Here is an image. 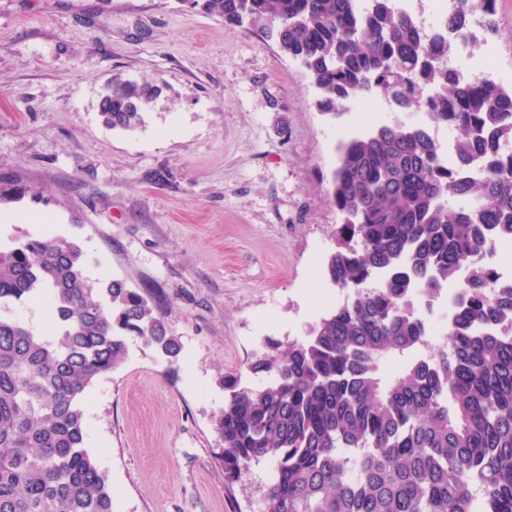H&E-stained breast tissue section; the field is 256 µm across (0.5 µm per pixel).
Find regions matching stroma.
I'll list each match as a JSON object with an SVG mask.
<instances>
[{"label": "stroma", "instance_id": "stroma-1", "mask_svg": "<svg viewBox=\"0 0 512 512\" xmlns=\"http://www.w3.org/2000/svg\"><path fill=\"white\" fill-rule=\"evenodd\" d=\"M496 19L488 45L512 74V0ZM115 75L163 88L136 131L100 121ZM314 97L273 41L187 0H0V186L25 189L0 201L18 216L9 239L48 218L81 242L91 278L126 279L181 344L171 365L129 338L90 391L86 447L114 512L263 508L267 462L225 483L218 380L252 382L265 339L304 340L325 314L336 147L387 106L376 94L375 110L332 121Z\"/></svg>", "mask_w": 512, "mask_h": 512}]
</instances>
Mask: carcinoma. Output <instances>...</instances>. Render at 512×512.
I'll return each mask as SVG.
<instances>
[{
  "mask_svg": "<svg viewBox=\"0 0 512 512\" xmlns=\"http://www.w3.org/2000/svg\"><path fill=\"white\" fill-rule=\"evenodd\" d=\"M250 25L297 61L335 120L380 91L425 119L343 140L328 196L341 224L324 262L348 294L301 342L266 339L251 388L222 378L225 481L267 461L264 512H512V283L495 282L493 240L512 241V84L439 64L455 51L395 0H188ZM445 25L471 40V0ZM485 38L497 33L484 0ZM160 87L112 77L103 123L134 131ZM456 133L453 161L430 129ZM80 241L26 235L0 250V512H112L85 447L89 390L133 336L173 363L181 346L125 280L88 276ZM443 348L423 310L461 269ZM37 301L38 330L11 306ZM400 361L388 376L383 363Z\"/></svg>",
  "mask_w": 512,
  "mask_h": 512,
  "instance_id": "cac0c4a2",
  "label": "carcinoma"
}]
</instances>
